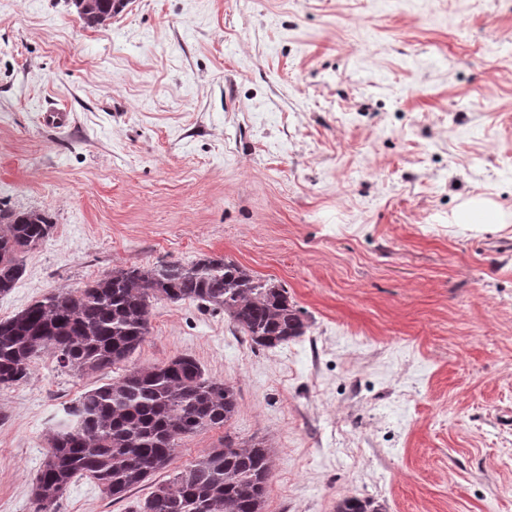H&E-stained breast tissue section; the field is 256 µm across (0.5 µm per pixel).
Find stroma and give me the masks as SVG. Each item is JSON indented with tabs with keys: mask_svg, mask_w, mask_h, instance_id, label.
<instances>
[{
	"mask_svg": "<svg viewBox=\"0 0 512 512\" xmlns=\"http://www.w3.org/2000/svg\"><path fill=\"white\" fill-rule=\"evenodd\" d=\"M477 196L505 227L455 223ZM0 207L53 221L2 319L222 257L308 326L264 349L158 300L112 368L41 354L0 387V512H36L63 406L182 355L234 385L226 428L123 501L73 479L55 512H135L227 433L274 449L266 512H512V0H128L97 27L72 0H0Z\"/></svg>",
	"mask_w": 512,
	"mask_h": 512,
	"instance_id": "obj_1",
	"label": "stroma"
}]
</instances>
